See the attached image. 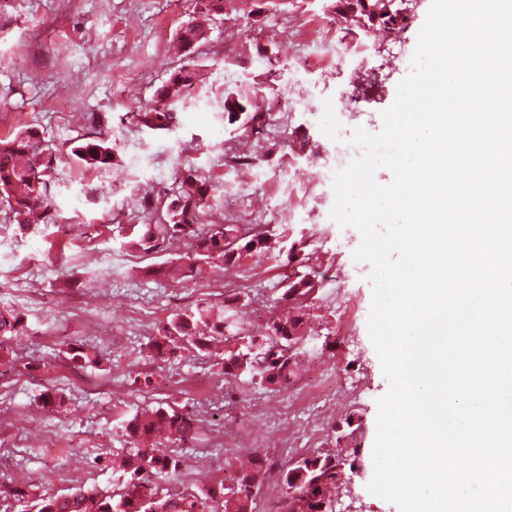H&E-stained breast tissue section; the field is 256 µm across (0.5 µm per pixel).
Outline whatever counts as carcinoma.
Returning <instances> with one entry per match:
<instances>
[{
    "mask_svg": "<svg viewBox=\"0 0 512 512\" xmlns=\"http://www.w3.org/2000/svg\"><path fill=\"white\" fill-rule=\"evenodd\" d=\"M195 16L176 34V48L183 62L168 69V77L156 89L151 102L137 112L138 122L151 130H168L175 125L176 112L184 90L193 85L196 69L188 64L199 45L208 37L213 13L224 9V0H194ZM70 154L84 168L109 170L114 165L112 146L99 133H91L71 143ZM56 156L43 132L28 127L14 136L0 138V222L27 230L38 218L54 224L55 200L52 174ZM214 199L213 186L188 164L178 168L175 187L151 205L154 223L147 225L137 245L150 252L161 245L186 240L192 252L186 258L195 264L214 266L235 264L245 256H263L268 251L270 231L261 229L243 236L235 225L213 224L207 220ZM314 288L306 275L288 281L282 299L291 304L276 316L259 335L249 336L248 345L257 347L224 351V375L238 377L247 371L260 384L288 385L293 374L292 345L302 339L305 312L302 302ZM236 297L227 296L222 304L203 302L194 311L177 314L159 330L153 343L156 355L164 357L180 349L210 354L213 343L224 340L235 327L228 321V307ZM26 332L24 318L13 310H0V345ZM69 360L80 368L97 364V357L79 344L68 347ZM198 430L197 419L174 406H158L136 411L124 421L129 447L123 449L122 492L114 495L100 489L77 488L63 495H44L22 512H153L154 501L163 512H255V506L220 482L200 492L176 487L180 482L181 461L154 452V445L185 442ZM336 451L300 455L279 470L288 497V512H335L322 509L333 503L336 490ZM173 488L162 493L157 481Z\"/></svg>",
    "mask_w": 512,
    "mask_h": 512,
    "instance_id": "cac0c4a2",
    "label": "carcinoma"
}]
</instances>
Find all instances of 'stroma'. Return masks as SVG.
<instances>
[{"mask_svg": "<svg viewBox=\"0 0 512 512\" xmlns=\"http://www.w3.org/2000/svg\"><path fill=\"white\" fill-rule=\"evenodd\" d=\"M334 4L224 0L195 59L198 78L184 93L176 126L153 132L133 113L165 79L170 44L192 19V0H0V137L38 125L49 146L63 152L53 187L58 223L28 232L0 224V308L27 324L0 359V481L31 497L80 486L120 490L112 460L125 446L123 420L146 406L172 405L203 418L192 439L169 448L183 463L188 489L218 483L254 454L281 465L339 448V500L351 512H398L366 489L376 401L389 387L367 330L371 267L354 260L361 235L331 219L334 198L318 175L331 163L337 134L381 130L431 0H418L390 52L353 54L339 65L303 59L289 31L336 25ZM228 97L251 112L279 99L301 106L283 141L266 129L251 134L228 124ZM93 130L118 153L111 170L85 169L64 153ZM228 144L268 174L294 168L305 190L298 197L273 186L256 189L253 167L233 172L239 185L253 189L241 204L246 220L306 244L309 260L296 270L318 286L291 385L323 403L315 425L307 421L308 404L275 418L254 415L253 406L286 399L288 391L247 375L225 379L214 359L188 351L149 357L158 327L200 301L238 295L231 313L244 336L264 332L284 307L296 270L283 258L248 257L173 280L161 269L180 263L184 248L146 253L131 245L151 221L145 203L173 188L179 163H191L207 181H223ZM73 343L97 353L98 366L74 367L67 358ZM49 390L64 395V405L45 403ZM290 435L296 448L283 445Z\"/></svg>", "mask_w": 512, "mask_h": 512, "instance_id": "35a3bbf8", "label": "stroma"}]
</instances>
